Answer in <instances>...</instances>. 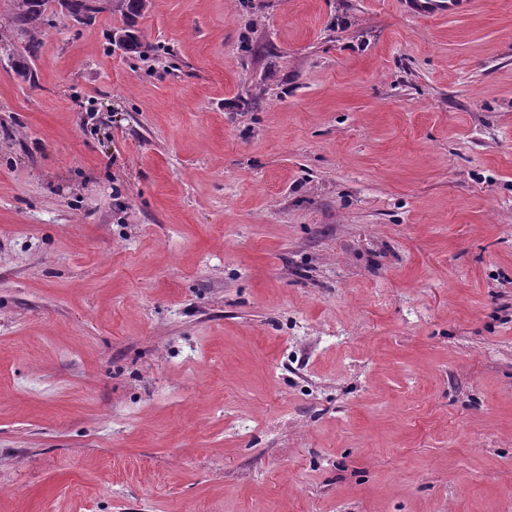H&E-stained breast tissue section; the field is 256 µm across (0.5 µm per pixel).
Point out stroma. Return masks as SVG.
<instances>
[{
	"instance_id": "1",
	"label": "stroma",
	"mask_w": 512,
	"mask_h": 512,
	"mask_svg": "<svg viewBox=\"0 0 512 512\" xmlns=\"http://www.w3.org/2000/svg\"><path fill=\"white\" fill-rule=\"evenodd\" d=\"M0 0V512H512V0ZM39 0H26L21 5L13 0L12 23L28 37L27 51L33 55L38 46V36L43 27L50 21L47 14L38 4ZM32 5L36 7H32ZM109 11L112 13H119L129 23L125 28H122L113 33L112 44L118 45L125 50L126 53L135 55L141 54V41L136 30L132 29L133 21L136 17L140 16L147 8V1L144 0H109ZM114 42V43H113ZM414 10L424 16L455 15L463 12L468 0H412Z\"/></svg>"
}]
</instances>
